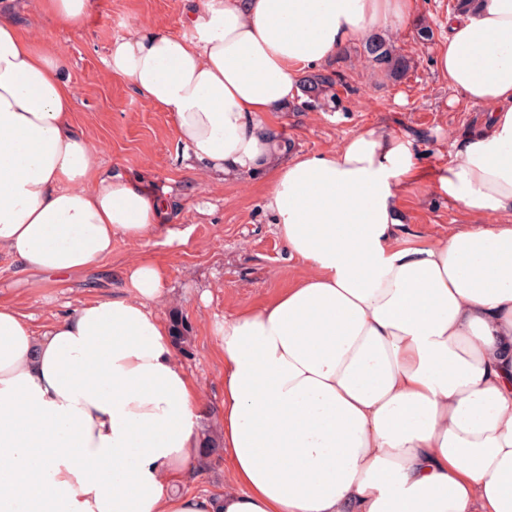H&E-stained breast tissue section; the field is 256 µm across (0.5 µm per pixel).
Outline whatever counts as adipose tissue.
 <instances>
[{"instance_id":"obj_1","label":"adipose tissue","mask_w":512,"mask_h":512,"mask_svg":"<svg viewBox=\"0 0 512 512\" xmlns=\"http://www.w3.org/2000/svg\"><path fill=\"white\" fill-rule=\"evenodd\" d=\"M418 0H206L188 34L138 29L105 63L169 112L195 169L267 182L265 206L308 275L215 324L224 354L219 494L182 485L206 404L158 318L161 271L42 329L0 304V512H512V0L449 14L436 67L489 109L436 191L479 222L402 244L398 192L421 159L372 126L287 154L268 113L350 40L409 24ZM87 27L97 0H30ZM70 61L0 0V253L76 274L167 205L100 166L73 118Z\"/></svg>"}]
</instances>
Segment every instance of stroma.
Returning a JSON list of instances; mask_svg holds the SVG:
<instances>
[{
  "label": "stroma",
  "mask_w": 512,
  "mask_h": 512,
  "mask_svg": "<svg viewBox=\"0 0 512 512\" xmlns=\"http://www.w3.org/2000/svg\"><path fill=\"white\" fill-rule=\"evenodd\" d=\"M455 2L419 0L420 22L434 32L431 41H421L413 27L386 33V40L410 61L403 78L392 79L374 67L357 38L327 65L345 78L334 88L338 108L300 112L290 104L269 115L292 152L327 151L375 125L410 136L421 148L422 169L399 192L403 222L398 235L408 243L443 238L475 222L433 191L457 145L484 130L489 118L484 106L455 99L436 71L442 22ZM184 7L185 0H99L95 17L81 31L60 30L46 21L36 27L42 41L69 56L74 121L89 132L100 163L140 178L149 193L169 194L175 207L168 227L175 237L146 245L117 238L111 258L69 277L23 272L0 254V301L33 315L40 327L83 302L118 294L129 263L151 262L165 281L158 316L167 321L179 314L189 327L188 351L178 360L199 385L208 408L200 429L215 435L221 426L224 364L214 324L232 318L241 307L265 303L304 275L306 267L289 256L263 206L265 179L224 180L189 168L170 114L139 97L104 63L112 41L135 29L185 34Z\"/></svg>",
  "instance_id": "1"
}]
</instances>
